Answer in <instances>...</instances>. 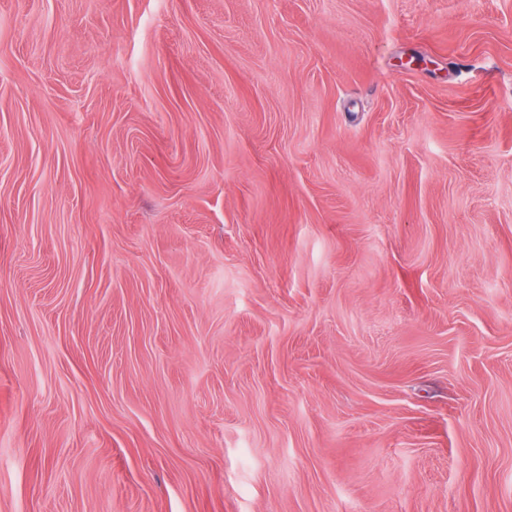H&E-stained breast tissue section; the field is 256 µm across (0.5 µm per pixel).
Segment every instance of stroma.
<instances>
[{"mask_svg": "<svg viewBox=\"0 0 512 512\" xmlns=\"http://www.w3.org/2000/svg\"><path fill=\"white\" fill-rule=\"evenodd\" d=\"M0 512H512V0H0Z\"/></svg>", "mask_w": 512, "mask_h": 512, "instance_id": "stroma-1", "label": "stroma"}]
</instances>
